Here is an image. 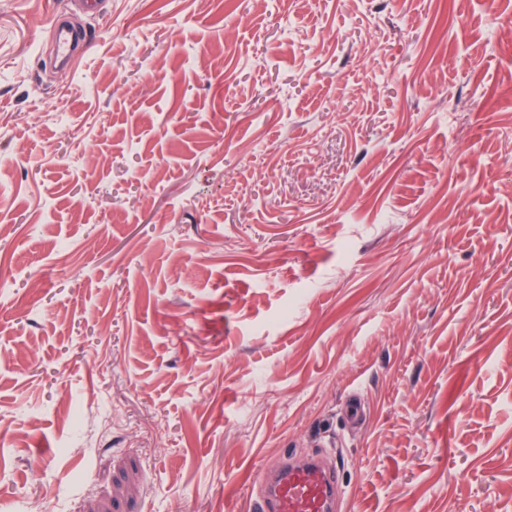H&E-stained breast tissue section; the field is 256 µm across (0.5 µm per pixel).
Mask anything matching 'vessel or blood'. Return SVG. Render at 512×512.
Returning <instances> with one entry per match:
<instances>
[{
	"instance_id": "b4317fda",
	"label": "vessel or blood",
	"mask_w": 512,
	"mask_h": 512,
	"mask_svg": "<svg viewBox=\"0 0 512 512\" xmlns=\"http://www.w3.org/2000/svg\"><path fill=\"white\" fill-rule=\"evenodd\" d=\"M54 28L58 54L75 59L85 52V35L60 21ZM340 499L333 460L291 455L266 472L259 491V512H338Z\"/></svg>"
}]
</instances>
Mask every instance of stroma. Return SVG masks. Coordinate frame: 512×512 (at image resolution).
Instances as JSON below:
<instances>
[{
  "label": "stroma",
  "mask_w": 512,
  "mask_h": 512,
  "mask_svg": "<svg viewBox=\"0 0 512 512\" xmlns=\"http://www.w3.org/2000/svg\"><path fill=\"white\" fill-rule=\"evenodd\" d=\"M68 10L0 0V512H512V0ZM54 29L57 33L56 51L58 54L76 59L85 52L87 48L85 35L63 24L59 16L56 18ZM259 491L260 512H335L341 486L336 464L326 456L289 455L267 470Z\"/></svg>",
  "instance_id": "stroma-1"
}]
</instances>
